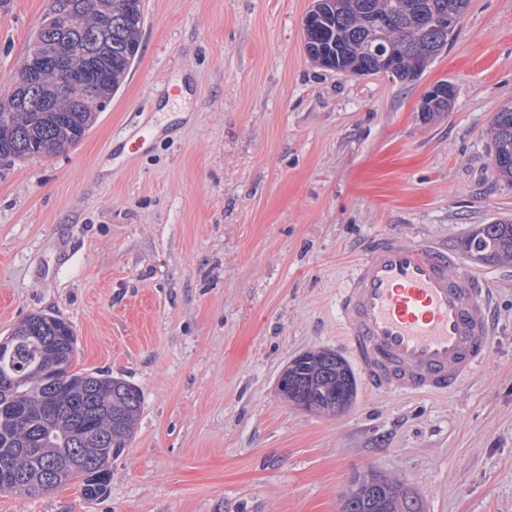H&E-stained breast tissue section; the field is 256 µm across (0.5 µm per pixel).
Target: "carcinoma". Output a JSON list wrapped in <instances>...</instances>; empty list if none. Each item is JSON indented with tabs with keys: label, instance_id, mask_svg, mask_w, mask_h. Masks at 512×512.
I'll return each mask as SVG.
<instances>
[{
	"label": "carcinoma",
	"instance_id": "cac0c4a2",
	"mask_svg": "<svg viewBox=\"0 0 512 512\" xmlns=\"http://www.w3.org/2000/svg\"><path fill=\"white\" fill-rule=\"evenodd\" d=\"M141 0H51L20 67L10 96L0 101V161L51 156L78 143L104 111L138 57L144 25ZM469 0H334L304 26L308 56L342 72L354 65L380 74L375 52L390 55L385 76L418 79L453 36L419 21L461 18ZM373 15L392 19L387 28L367 25ZM76 16L65 25L60 18ZM45 60L27 77L33 58ZM451 108L446 92L421 106L430 120ZM498 180L512 185V109L495 113L490 129ZM476 263L512 262V219L483 224L466 245ZM9 352L0 358V492L35 495L60 486L57 465L72 457L84 468L71 473L84 498L103 496L111 470L105 458L131 441L142 397L128 381L73 369L76 336L58 316L34 313L15 325ZM279 392L314 414L338 415L353 404L356 375L331 349L306 352L282 371ZM345 495L341 512H419L400 481L378 473Z\"/></svg>",
	"mask_w": 512,
	"mask_h": 512
}]
</instances>
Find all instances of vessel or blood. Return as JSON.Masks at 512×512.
<instances>
[{
	"instance_id": "1",
	"label": "vessel or blood",
	"mask_w": 512,
	"mask_h": 512,
	"mask_svg": "<svg viewBox=\"0 0 512 512\" xmlns=\"http://www.w3.org/2000/svg\"><path fill=\"white\" fill-rule=\"evenodd\" d=\"M155 137L144 126L125 142L136 160ZM477 276L454 252L387 236L357 259L338 319L370 389L447 395L483 363L495 329Z\"/></svg>"
}]
</instances>
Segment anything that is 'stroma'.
Instances as JSON below:
<instances>
[{
  "label": "stroma",
  "instance_id": "stroma-1",
  "mask_svg": "<svg viewBox=\"0 0 512 512\" xmlns=\"http://www.w3.org/2000/svg\"><path fill=\"white\" fill-rule=\"evenodd\" d=\"M313 0H142L140 54L75 146L0 163V338L34 312L75 331L74 367L142 396L106 494L0 493V512H340L354 473L401 481L421 512H512V263L465 267L497 331L453 394L359 383L335 416L289 404L299 354L347 349L336 292L393 232L465 255L512 218L489 126L512 103V0H471L417 80L307 56ZM50 0L0 5V96ZM439 81L449 112L418 105ZM165 131L135 162L120 140Z\"/></svg>",
  "mask_w": 512,
  "mask_h": 512
}]
</instances>
